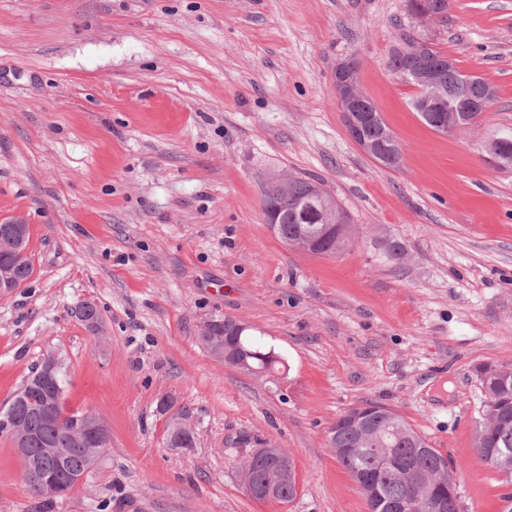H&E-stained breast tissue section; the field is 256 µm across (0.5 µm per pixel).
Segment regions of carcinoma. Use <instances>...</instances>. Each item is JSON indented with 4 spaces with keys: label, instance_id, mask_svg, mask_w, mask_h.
<instances>
[{
    "label": "carcinoma",
    "instance_id": "1",
    "mask_svg": "<svg viewBox=\"0 0 512 512\" xmlns=\"http://www.w3.org/2000/svg\"><path fill=\"white\" fill-rule=\"evenodd\" d=\"M460 70L451 68L446 73L447 102L441 112H419L422 120L433 130L440 131L443 124L455 117L453 109L481 102L488 83L475 81L466 85L459 83ZM362 109L372 115V120L362 128L361 137L373 145L374 160L388 168H397L402 162L401 147L384 122L377 105L370 99L360 102ZM491 156L502 167H512V128L500 130L493 144ZM322 193V199L330 201L328 191L319 182L302 177H292L288 182V193L277 196L281 216L276 237L284 242L298 240L304 230L322 224L321 208L309 204L314 192ZM337 224L336 234L326 235L318 242L316 254L329 255L352 243L355 229L346 211L333 204ZM29 237L15 247L0 242V270L9 272L13 280L25 284L33 272L31 258L20 253L26 249ZM224 331L228 333V346L249 352L248 362L268 370L282 363L279 353L266 347L256 338V330L235 327V320L220 318ZM40 368H34L21 388L14 394L7 407L0 411V419L22 428V434H10L14 447L34 448L41 472L67 474L65 486L59 496L72 492L78 484L75 475H89L96 465L93 446L72 438L68 425L83 415L78 410H69L65 405L68 380L65 373L57 376V385L52 394H46L37 384ZM478 379L485 393L484 410L478 422L475 436V451L487 464L512 477V365H486L478 370ZM51 400L54 421H48L41 413L46 400ZM329 447L336 458L349 472L354 481H368L377 488L373 494H364L368 512H397L394 506L412 501L421 505L443 499L448 503L446 512H462L455 506L451 490L456 487L457 469L447 461L407 422L388 407L367 403L341 414L328 430ZM197 437L193 431L175 432L167 428V445L170 448H193ZM51 448H66L65 461L53 453ZM249 482L261 483L272 478L264 460L259 456L243 458L235 464Z\"/></svg>",
    "mask_w": 512,
    "mask_h": 512
}]
</instances>
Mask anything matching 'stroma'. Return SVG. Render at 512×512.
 <instances>
[{"instance_id":"35a3bbf8","label":"stroma","mask_w":512,"mask_h":512,"mask_svg":"<svg viewBox=\"0 0 512 512\" xmlns=\"http://www.w3.org/2000/svg\"><path fill=\"white\" fill-rule=\"evenodd\" d=\"M404 32H426L405 0H0V224L28 225L33 263L0 295V408L52 357L68 406L110 431L50 503L0 434V512H368L327 441L366 403L455 463L463 512H504L512 484L474 437L478 369L512 364V168L484 149L512 127V0H452L427 31L496 90L457 133L429 128L391 71ZM349 56L399 168L347 132L332 76ZM278 174L321 181L354 245H284L261 207ZM86 300L99 334L75 316ZM224 316L283 364L257 377L211 357L198 332ZM164 398L190 409L196 447L167 446ZM256 441L292 457V502L244 492Z\"/></svg>"}]
</instances>
